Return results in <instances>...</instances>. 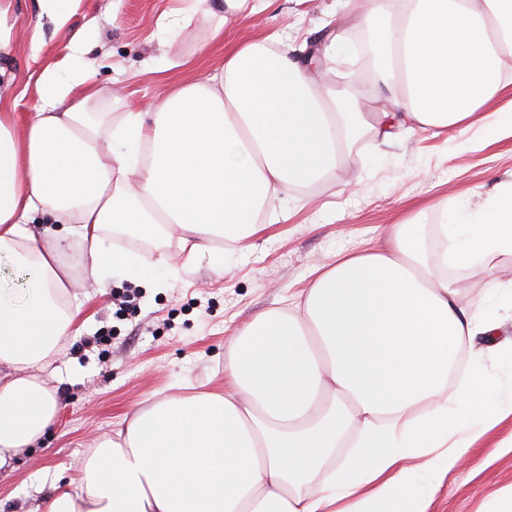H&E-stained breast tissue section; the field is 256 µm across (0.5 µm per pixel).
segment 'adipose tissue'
Returning <instances> with one entry per match:
<instances>
[{
    "instance_id": "adipose-tissue-1",
    "label": "adipose tissue",
    "mask_w": 512,
    "mask_h": 512,
    "mask_svg": "<svg viewBox=\"0 0 512 512\" xmlns=\"http://www.w3.org/2000/svg\"><path fill=\"white\" fill-rule=\"evenodd\" d=\"M378 49L374 77L391 111L372 124L416 134L471 129L495 136L485 106L512 94V0H366ZM346 44L326 36L319 67L280 37L235 46L207 81L174 86L152 112L111 114L82 43L36 80L19 114L0 86V258L28 277L25 301L0 297V471L41 443L60 403L45 377L79 307L78 249L95 283L111 273L162 287L112 231L176 240L187 254L216 239L262 235L270 197L335 177L362 122L350 97L322 100L326 67ZM43 226L35 235L32 224ZM512 256V183L447 223L417 215L385 227L377 246L315 266L307 288L258 314L227 348L224 382L140 407L99 441L77 482L39 512H429L474 442L512 414L482 353L449 383L460 350L496 341L490 308L461 297L449 268L493 276ZM430 475L416 487L408 461Z\"/></svg>"
}]
</instances>
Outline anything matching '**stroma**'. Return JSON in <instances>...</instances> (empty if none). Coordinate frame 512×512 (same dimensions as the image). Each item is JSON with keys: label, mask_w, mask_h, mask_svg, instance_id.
<instances>
[{"label": "stroma", "mask_w": 512, "mask_h": 512, "mask_svg": "<svg viewBox=\"0 0 512 512\" xmlns=\"http://www.w3.org/2000/svg\"><path fill=\"white\" fill-rule=\"evenodd\" d=\"M192 13L191 35L158 38L171 13ZM22 25L41 32L38 44L23 43L0 62L17 86L34 83L47 65L68 53L70 37L84 32L86 62L100 87H125L113 112L150 111L175 84L203 81L218 71L226 45L274 33L288 35L297 51L326 26L338 36L362 29L344 0H274L265 12L224 28L223 44H209L214 19L194 0H81L63 28L41 16L38 0H16ZM330 88L352 94L362 111H379L382 89L372 63L359 53L337 56ZM499 135L474 131L399 136L381 143L370 128L355 140L360 183L345 188L330 179L278 196L270 203L279 222L270 235L239 250L224 247V269L202 257L192 273L153 290L130 287L113 276L89 285L85 326L61 344L54 360L60 411L42 444L26 449L10 472L0 473V512H34L53 485L76 479L85 457L110 437L139 405L184 386L224 381V350L256 315L305 287L316 260L373 244V230L397 224L421 209H456L473 194H488L512 180V104L494 101ZM512 489V417L474 445L469 465L446 479L431 512H496Z\"/></svg>", "instance_id": "1"}]
</instances>
